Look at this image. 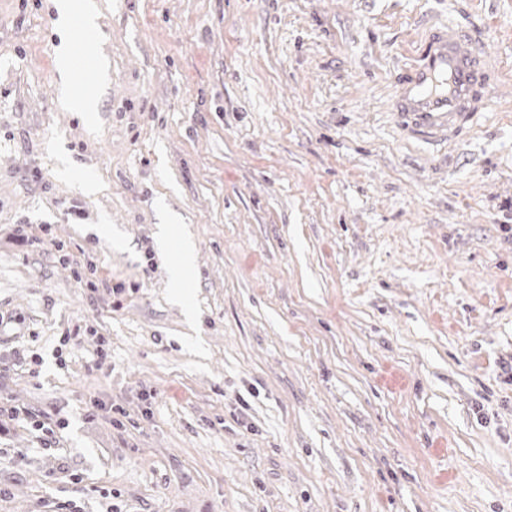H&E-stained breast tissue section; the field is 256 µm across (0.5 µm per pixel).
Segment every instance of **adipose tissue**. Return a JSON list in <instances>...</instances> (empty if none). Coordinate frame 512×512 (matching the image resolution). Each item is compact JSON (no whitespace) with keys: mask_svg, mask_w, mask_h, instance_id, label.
Returning a JSON list of instances; mask_svg holds the SVG:
<instances>
[{"mask_svg":"<svg viewBox=\"0 0 512 512\" xmlns=\"http://www.w3.org/2000/svg\"><path fill=\"white\" fill-rule=\"evenodd\" d=\"M56 11L55 28L60 37L57 49V62L62 86V103L72 112H93L98 108V99L94 92H78L72 87L71 57L72 48L68 34L74 20H81L86 27L97 25L100 10L97 0H52Z\"/></svg>","mask_w":512,"mask_h":512,"instance_id":"adipose-tissue-1","label":"adipose tissue"}]
</instances>
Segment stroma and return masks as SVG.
<instances>
[{
	"mask_svg": "<svg viewBox=\"0 0 512 512\" xmlns=\"http://www.w3.org/2000/svg\"><path fill=\"white\" fill-rule=\"evenodd\" d=\"M99 3L89 124L0 0V512H512V0ZM448 23L497 81L426 142L394 85ZM171 270L175 278L182 283H190L196 276L193 248L183 236L179 242L177 257L171 264Z\"/></svg>",
	"mask_w": 512,
	"mask_h": 512,
	"instance_id": "stroma-1",
	"label": "stroma"
}]
</instances>
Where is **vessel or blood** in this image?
<instances>
[{"label":"vessel or blood","mask_w":512,"mask_h":512,"mask_svg":"<svg viewBox=\"0 0 512 512\" xmlns=\"http://www.w3.org/2000/svg\"><path fill=\"white\" fill-rule=\"evenodd\" d=\"M493 82L487 54L466 32L444 25L432 31L404 70L392 110L400 127L416 137L452 139L485 110Z\"/></svg>","instance_id":"vessel-or-blood-1"}]
</instances>
